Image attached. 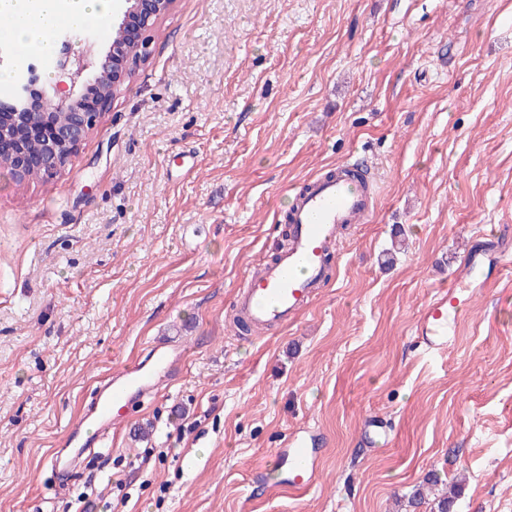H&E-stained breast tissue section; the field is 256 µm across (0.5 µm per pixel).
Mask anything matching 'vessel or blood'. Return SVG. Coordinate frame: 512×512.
<instances>
[{
    "label": "vessel or blood",
    "mask_w": 512,
    "mask_h": 512,
    "mask_svg": "<svg viewBox=\"0 0 512 512\" xmlns=\"http://www.w3.org/2000/svg\"><path fill=\"white\" fill-rule=\"evenodd\" d=\"M354 165L341 163L333 176H314L298 192V202L289 212L290 244L246 281L234 303L238 312L256 328L264 329L295 319L312 303L326 277L324 258L336 245V232L344 224H360L370 217L375 201L372 177L358 182ZM464 305L453 289L441 290L425 307L415 334L429 355L444 353L451 345V322L461 321ZM151 366L131 364L112 374L100 390L92 412L104 424L116 425L126 418L129 404L143 402L155 393L162 379L179 372L181 352L167 344H154ZM276 457L290 488L307 490L316 478V462L305 435L286 437Z\"/></svg>",
    "instance_id": "obj_1"
}]
</instances>
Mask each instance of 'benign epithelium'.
Returning a JSON list of instances; mask_svg holds the SVG:
<instances>
[{"label":"benign epithelium","instance_id":"obj_1","mask_svg":"<svg viewBox=\"0 0 512 512\" xmlns=\"http://www.w3.org/2000/svg\"><path fill=\"white\" fill-rule=\"evenodd\" d=\"M174 3L126 0L123 19L114 31L127 39L131 29H136L138 49L134 56L119 57L120 44L116 41L108 52L96 56L93 38L80 30L68 34L51 57L52 72L66 76L69 83L53 84L37 74L36 66H29L21 74L11 100L0 102V169L16 181L32 169L46 176L64 169L110 108L128 64L147 58L145 33ZM24 132L43 137L40 154L25 151L21 143Z\"/></svg>","mask_w":512,"mask_h":512}]
</instances>
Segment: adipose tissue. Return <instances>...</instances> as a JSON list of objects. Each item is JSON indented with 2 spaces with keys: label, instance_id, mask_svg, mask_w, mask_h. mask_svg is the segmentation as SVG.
Masks as SVG:
<instances>
[{
  "label": "adipose tissue",
  "instance_id": "ef3b65f1",
  "mask_svg": "<svg viewBox=\"0 0 512 512\" xmlns=\"http://www.w3.org/2000/svg\"><path fill=\"white\" fill-rule=\"evenodd\" d=\"M114 8L113 0H0V17L11 20L0 28V40L26 54L54 51V32L59 25L85 28L104 22Z\"/></svg>",
  "mask_w": 512,
  "mask_h": 512
}]
</instances>
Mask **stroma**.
I'll use <instances>...</instances> for the list:
<instances>
[{
	"mask_svg": "<svg viewBox=\"0 0 512 512\" xmlns=\"http://www.w3.org/2000/svg\"><path fill=\"white\" fill-rule=\"evenodd\" d=\"M147 36L65 169L0 172V512H432L454 482L451 512H512V0H176ZM357 157L377 205L316 300L240 332L302 182ZM454 284L468 315L426 356ZM158 339L181 372L63 447ZM299 429L301 494L255 475ZM452 287L441 290L425 307L415 326L418 342L428 355L444 353L454 341L451 336L449 317L457 323L464 317V304L457 302Z\"/></svg>",
	"mask_w": 512,
	"mask_h": 512,
	"instance_id": "obj_1",
	"label": "stroma"
}]
</instances>
